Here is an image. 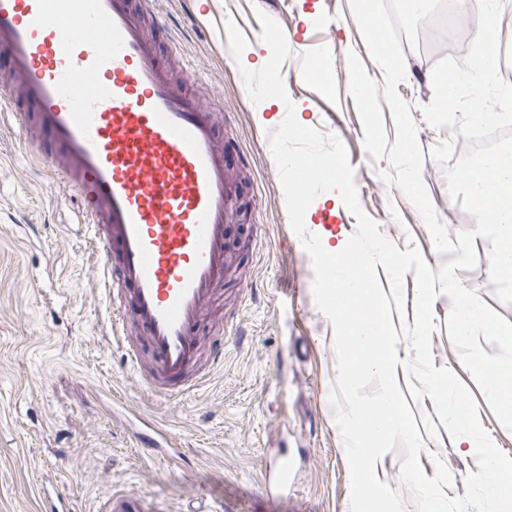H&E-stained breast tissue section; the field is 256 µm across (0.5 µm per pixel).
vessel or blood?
<instances>
[{"label": "vessel or blood", "mask_w": 512, "mask_h": 512, "mask_svg": "<svg viewBox=\"0 0 512 512\" xmlns=\"http://www.w3.org/2000/svg\"><path fill=\"white\" fill-rule=\"evenodd\" d=\"M154 0H0V112L16 118L53 174L81 196L77 221L97 242L112 334L135 324L125 357L156 397L172 400L224 362L200 363L203 307L228 271L234 188L216 128L161 59L169 20L148 35ZM141 447L169 451V433L145 421ZM290 471L272 470L267 496L286 495ZM102 512H163L148 496L110 494Z\"/></svg>", "instance_id": "vessel-or-blood-1"}]
</instances>
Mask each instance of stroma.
Masks as SVG:
<instances>
[{"instance_id":"stroma-1","label":"stroma","mask_w":512,"mask_h":512,"mask_svg":"<svg viewBox=\"0 0 512 512\" xmlns=\"http://www.w3.org/2000/svg\"><path fill=\"white\" fill-rule=\"evenodd\" d=\"M178 44L176 64L212 112L238 190L229 224L230 270L205 319L202 344L224 340V363L193 394L163 402L139 387L123 351L109 341V315L99 288L88 225L77 223L75 190L53 181L19 124L0 120V512H44L42 486H55L71 512H100L103 497L131 489L170 512H187L206 497L238 501V512H351L350 473L340 429L329 404L336 379V331L313 296L312 261L293 231L272 157L269 133L294 105L304 125L338 137L354 168L364 211L380 232L405 249L413 238L431 269L444 261L415 206L383 180L387 159H373L350 92L347 55L356 52L368 75L383 81L350 9V0H159ZM287 35L289 57L280 75L288 102L253 103L229 48L226 24L248 41L247 60L270 57L258 13ZM420 25L418 46L403 45L406 80L397 91L411 107L425 155L422 178L450 232L475 228L451 199L445 168L430 155L451 138L428 125L420 111L433 98L434 66L446 43ZM307 230L329 244L347 243L356 220L339 194L305 214ZM478 262L457 270L512 322V303L499 302L489 282L490 245L474 240ZM451 302L438 295L432 333L435 367H448L479 407L483 427L512 456V431L503 428L451 343ZM170 432L182 456L173 464L139 448L127 412L113 397ZM131 410V411H132ZM419 462L434 476L439 452L454 482L447 497L465 493L477 471L464 439L440 430ZM293 458L287 498L264 492L265 474L282 453Z\"/></svg>"}]
</instances>
